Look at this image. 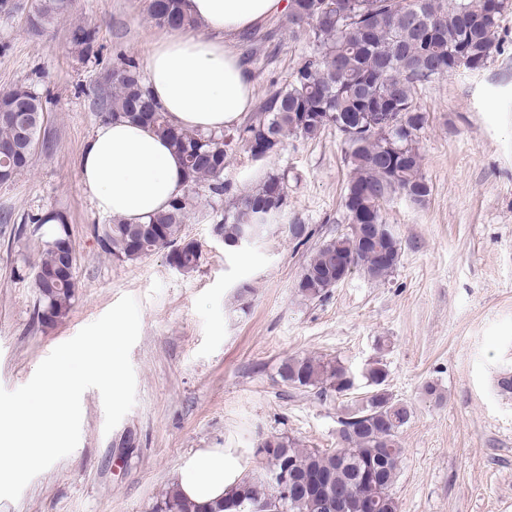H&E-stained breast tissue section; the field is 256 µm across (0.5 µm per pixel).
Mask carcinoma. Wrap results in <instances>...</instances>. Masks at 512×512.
I'll list each match as a JSON object with an SVG mask.
<instances>
[{"instance_id": "obj_1", "label": "carcinoma", "mask_w": 512, "mask_h": 512, "mask_svg": "<svg viewBox=\"0 0 512 512\" xmlns=\"http://www.w3.org/2000/svg\"><path fill=\"white\" fill-rule=\"evenodd\" d=\"M506 0H288V26L308 33L311 52L294 69L291 78L273 86L259 106L240 125L214 132L173 126L143 83L138 67L130 62L107 74L103 120H127L144 124L169 141L183 162L187 190L168 208L142 224L113 218L97 230L101 249L122 261L134 262L155 252H167L170 263L185 273L198 267V245L183 235V225L196 208L198 190L213 197L228 193L224 166L239 149L262 157L278 152L290 136L313 139L334 127L344 135L347 160L353 176L347 186L344 207L347 217L364 214L366 223L383 224L378 199L401 192L416 202L429 196L421 175V156L415 147L416 132L425 114L416 102L424 83L454 72L459 56L469 59V69L483 67L497 47L498 19ZM71 0H35L29 23L35 29L49 24L67 11ZM148 15L155 25L193 31L199 21L185 9V0H149ZM74 42L82 52H93L97 29L79 28ZM17 112L25 131L0 124V186L10 185L25 170L39 140L43 102L26 87L0 94V112ZM360 112H404L408 127L390 131L400 155L396 161L380 151L379 139L370 134L345 136L344 124L358 121ZM287 206L285 175L268 174L236 196L219 220L224 239H235L244 224H258L278 216ZM51 238L42 241L34 277L39 307L55 322L68 315L75 299L74 276L49 279L62 263L56 240L71 236L65 216L45 211L29 217ZM394 262L381 264L376 254L361 246L352 231L324 241L304 266L297 282L298 294L319 299L330 289L329 276L337 260L345 256L354 271L382 281L399 261L401 244L395 241ZM278 375L282 382L301 388H317L346 396L360 385L369 387L358 406L339 420V448L333 451L303 448L288 436L262 441L257 453L269 455L267 465L284 468L304 477L319 474L335 490L360 499H373L369 512H399L392 495L403 461L400 430L412 412L385 388L386 366L379 360L355 373L342 362L311 356L284 360ZM156 512H202L186 502L177 488H168ZM210 512H336L333 499L319 505L306 493H294L289 485L243 478L227 488L224 505Z\"/></svg>"}]
</instances>
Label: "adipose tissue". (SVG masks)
Listing matches in <instances>:
<instances>
[{
  "instance_id": "1",
  "label": "adipose tissue",
  "mask_w": 512,
  "mask_h": 512,
  "mask_svg": "<svg viewBox=\"0 0 512 512\" xmlns=\"http://www.w3.org/2000/svg\"><path fill=\"white\" fill-rule=\"evenodd\" d=\"M284 0H186L205 33L171 30L150 52L145 73L152 96L183 129L219 131L238 124L253 102V82L230 39L285 10ZM79 177L95 209L136 224L186 189L169 144L142 125L100 123L87 141ZM228 466L220 448H201L180 468L181 495L198 504L223 501Z\"/></svg>"
}]
</instances>
